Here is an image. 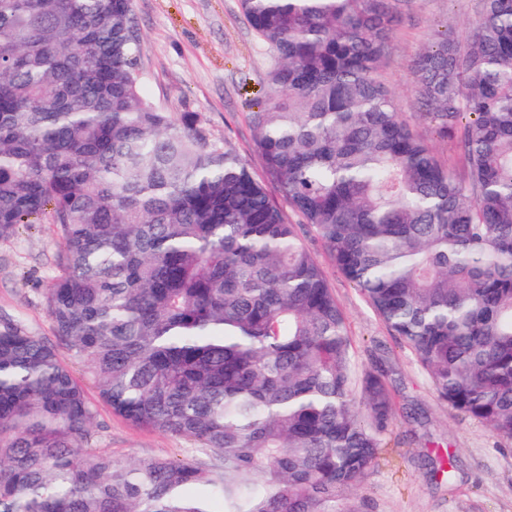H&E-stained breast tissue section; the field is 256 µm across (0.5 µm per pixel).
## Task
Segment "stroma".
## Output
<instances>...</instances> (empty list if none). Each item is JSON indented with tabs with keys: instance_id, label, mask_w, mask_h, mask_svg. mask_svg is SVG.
I'll use <instances>...</instances> for the list:
<instances>
[{
	"instance_id": "stroma-1",
	"label": "stroma",
	"mask_w": 512,
	"mask_h": 512,
	"mask_svg": "<svg viewBox=\"0 0 512 512\" xmlns=\"http://www.w3.org/2000/svg\"><path fill=\"white\" fill-rule=\"evenodd\" d=\"M477 0H416L396 26L382 76L401 112L413 116L410 60L441 30L465 37ZM141 37L140 67L150 99L172 113L198 112L209 139L228 140L251 156L248 119L263 95L269 57L240 0H134ZM303 241L324 270L346 321L360 369L384 374L393 415L383 448L355 490L366 512H512V445L485 425L439 400L410 348L379 319L363 295L337 270L310 231ZM51 225H21L0 242V317L52 338L42 291L55 272ZM92 447L117 457H179L189 441L134 427L103 404L97 407ZM453 463L452 477L437 470Z\"/></svg>"
}]
</instances>
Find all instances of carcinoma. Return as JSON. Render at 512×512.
I'll list each match as a JSON object with an SVG mask.
<instances>
[{"label": "carcinoma", "mask_w": 512, "mask_h": 512, "mask_svg": "<svg viewBox=\"0 0 512 512\" xmlns=\"http://www.w3.org/2000/svg\"><path fill=\"white\" fill-rule=\"evenodd\" d=\"M413 2L241 0L269 51L255 153L293 224L200 113L146 95L133 0H0V241L57 237V342L0 323V512H362L389 392L304 226L439 399L512 443V0L412 58L409 120L381 68ZM89 385L197 453L90 448ZM420 130L429 139L430 144L443 160L448 161L449 157L452 164L455 165L457 169L461 167L458 155L454 151L453 146L446 139L441 138L432 126L423 124L420 126Z\"/></svg>", "instance_id": "1"}]
</instances>
